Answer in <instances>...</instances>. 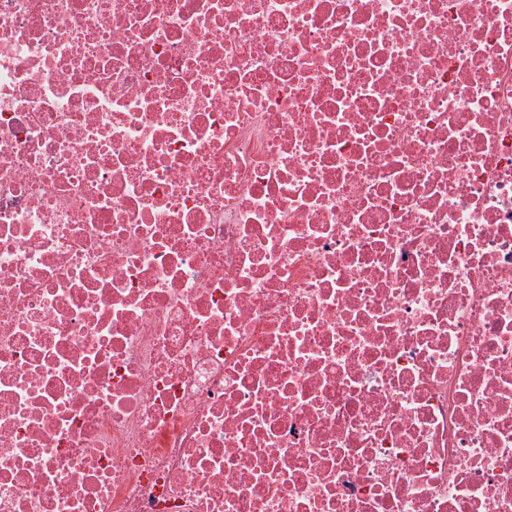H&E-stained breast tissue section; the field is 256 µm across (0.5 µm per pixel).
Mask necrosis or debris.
<instances>
[{
  "label": "necrosis or debris",
  "instance_id": "4bbe7bcc",
  "mask_svg": "<svg viewBox=\"0 0 512 512\" xmlns=\"http://www.w3.org/2000/svg\"><path fill=\"white\" fill-rule=\"evenodd\" d=\"M0 512H512V0H0Z\"/></svg>",
  "mask_w": 512,
  "mask_h": 512
}]
</instances>
